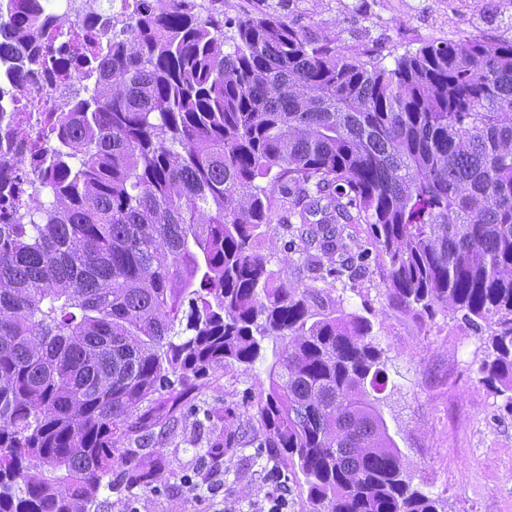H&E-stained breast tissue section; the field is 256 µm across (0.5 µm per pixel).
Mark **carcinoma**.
I'll use <instances>...</instances> for the list:
<instances>
[{
    "mask_svg": "<svg viewBox=\"0 0 512 512\" xmlns=\"http://www.w3.org/2000/svg\"><path fill=\"white\" fill-rule=\"evenodd\" d=\"M40 12L9 27L28 38ZM111 29L30 57L94 88L3 182L25 200L0 223V512H90L117 462L157 491L118 455L130 419L249 369L266 339L268 388L224 409L209 455L289 460L310 512H439L377 410L371 323L269 270L261 228L345 252L366 225L390 295L487 332L481 373L512 407V39L426 42L388 68L275 12L228 48L224 11L197 0H135Z\"/></svg>",
    "mask_w": 512,
    "mask_h": 512,
    "instance_id": "1",
    "label": "carcinoma"
}]
</instances>
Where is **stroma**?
Instances as JSON below:
<instances>
[{"label":"stroma","instance_id":"1","mask_svg":"<svg viewBox=\"0 0 512 512\" xmlns=\"http://www.w3.org/2000/svg\"><path fill=\"white\" fill-rule=\"evenodd\" d=\"M279 14L308 35L335 37L344 49L354 44L351 31L369 29L389 68L424 42L461 39L481 23L473 0H359L353 12L340 11L336 0H280ZM285 242L275 230L265 238L269 269L314 285L329 257L307 259ZM363 257L354 279L337 283L326 300L372 324L385 371L377 408L412 486L440 499L443 512H512V408L479 371L489 354L485 336L448 312L408 311L388 296L375 257ZM270 359L266 348L249 370H215L176 412L136 420L129 447L139 460L160 464L159 490L129 486L124 466H114L96 512H266L275 470L288 478L283 512H309L306 487L285 459H257L249 448L217 461L207 453L224 429L225 407L258 395ZM188 477L195 490L186 488Z\"/></svg>","mask_w":512,"mask_h":512}]
</instances>
